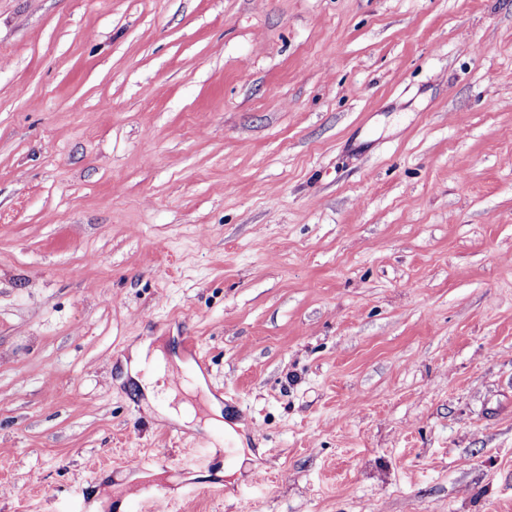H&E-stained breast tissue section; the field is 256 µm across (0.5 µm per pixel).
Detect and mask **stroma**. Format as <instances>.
Here are the masks:
<instances>
[{
	"label": "stroma",
	"instance_id": "stroma-1",
	"mask_svg": "<svg viewBox=\"0 0 512 512\" xmlns=\"http://www.w3.org/2000/svg\"><path fill=\"white\" fill-rule=\"evenodd\" d=\"M136 494L512 512V0H0V512ZM152 340L148 339L135 345L130 351V359L127 362L123 359L125 372H129L131 377L138 383L151 402L155 398L162 399L165 402V414L179 422L181 425H190L194 422L195 411L189 403H180L177 407H172L175 393L171 388L162 392V386H157L156 381L159 376H163L166 371L167 360L163 351L159 348L151 347ZM153 368L152 372L149 368ZM159 392V394H158ZM195 388L200 390L202 396L208 403L210 413L214 415V417L207 419L204 424L206 426L224 425V438L226 439V443H233L236 445V448H225L226 450L235 454L234 463L232 465H224V476L231 477L239 470L243 460L245 459V448L241 447V439L235 430L231 426L227 424L225 425L223 421L216 419V417H222V408L219 403L210 395L203 381H197Z\"/></svg>",
	"mask_w": 512,
	"mask_h": 512
}]
</instances>
